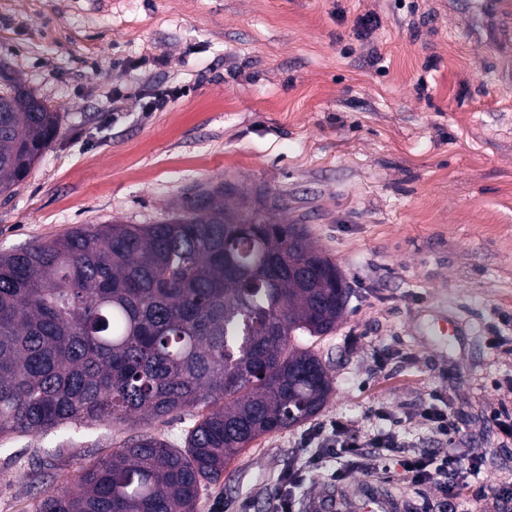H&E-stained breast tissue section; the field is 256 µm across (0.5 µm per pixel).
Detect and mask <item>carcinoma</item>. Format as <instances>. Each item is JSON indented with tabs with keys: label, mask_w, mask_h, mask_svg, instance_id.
Wrapping results in <instances>:
<instances>
[{
	"label": "carcinoma",
	"mask_w": 512,
	"mask_h": 512,
	"mask_svg": "<svg viewBox=\"0 0 512 512\" xmlns=\"http://www.w3.org/2000/svg\"><path fill=\"white\" fill-rule=\"evenodd\" d=\"M0 193L20 185L60 114L0 74ZM282 200L199 188L154 224H92L0 254V437L132 425L198 409L185 446L131 437L38 512H195L257 438L317 415L332 391L301 336L336 330L349 289Z\"/></svg>",
	"instance_id": "obj_1"
}]
</instances>
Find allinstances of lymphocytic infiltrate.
<instances>
[{
	"label": "lymphocytic infiltrate",
	"mask_w": 512,
	"mask_h": 512,
	"mask_svg": "<svg viewBox=\"0 0 512 512\" xmlns=\"http://www.w3.org/2000/svg\"><path fill=\"white\" fill-rule=\"evenodd\" d=\"M420 418L437 439L445 441L444 449L410 455L404 453L405 443L396 431L378 430L365 436L351 421L340 418L312 430L306 442L314 446V453L300 455L289 468L271 500L269 512H293L291 490L301 484L308 471L329 469L334 484H345L354 472L369 468L367 451L371 448L380 449L400 466L405 483L434 489L443 512H457L480 467L473 462L464 463L453 448L457 427L447 411L432 405L422 411Z\"/></svg>",
	"instance_id": "1"
}]
</instances>
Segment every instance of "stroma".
<instances>
[{
	"mask_svg": "<svg viewBox=\"0 0 512 512\" xmlns=\"http://www.w3.org/2000/svg\"><path fill=\"white\" fill-rule=\"evenodd\" d=\"M368 16L379 27L357 35ZM491 26L472 37L444 0H0V70L62 116L0 194V252L82 224H152L229 182L285 195L351 290L336 330L310 341L333 378L325 406L253 441L195 512H268L312 428L342 418L367 434L386 426L381 405L403 441L438 450L414 420L437 398L459 455L481 465L460 512H488L486 490L512 483V435L493 418L512 409V82L496 76L512 18ZM163 91L169 107L143 111ZM444 314L460 324L450 339L428 332ZM197 416L2 438L0 512H36L138 431L183 447ZM375 488L402 512L438 510L387 460L350 477L346 512Z\"/></svg>",
	"mask_w": 512,
	"mask_h": 512,
	"instance_id": "1",
	"label": "stroma"
}]
</instances>
